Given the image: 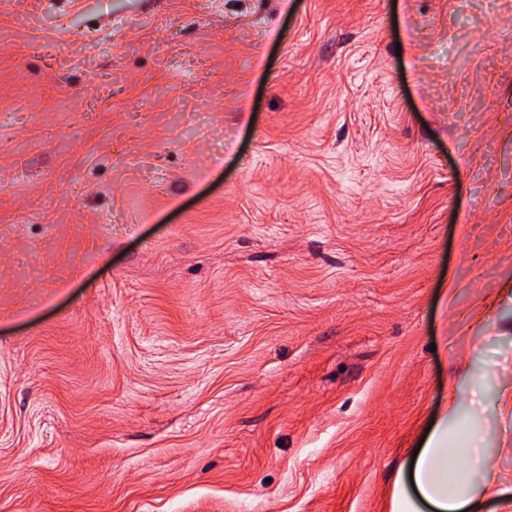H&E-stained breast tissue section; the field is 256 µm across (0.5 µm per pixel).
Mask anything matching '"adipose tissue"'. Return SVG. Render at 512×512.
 I'll use <instances>...</instances> for the list:
<instances>
[{
	"mask_svg": "<svg viewBox=\"0 0 512 512\" xmlns=\"http://www.w3.org/2000/svg\"><path fill=\"white\" fill-rule=\"evenodd\" d=\"M475 366L452 359L441 420L418 452L411 481L396 483L391 512H481L497 504L512 512V484L496 476L499 459L488 448L478 398L469 397Z\"/></svg>",
	"mask_w": 512,
	"mask_h": 512,
	"instance_id": "obj_1",
	"label": "adipose tissue"
}]
</instances>
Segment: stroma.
<instances>
[{"mask_svg": "<svg viewBox=\"0 0 512 512\" xmlns=\"http://www.w3.org/2000/svg\"><path fill=\"white\" fill-rule=\"evenodd\" d=\"M511 286L512 0H0V512H390Z\"/></svg>", "mask_w": 512, "mask_h": 512, "instance_id": "stroma-1", "label": "stroma"}]
</instances>
